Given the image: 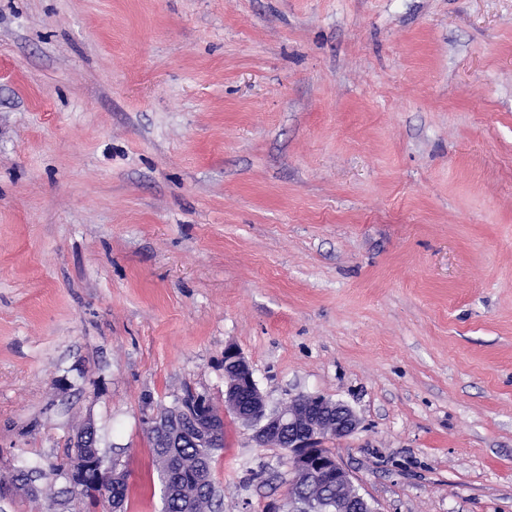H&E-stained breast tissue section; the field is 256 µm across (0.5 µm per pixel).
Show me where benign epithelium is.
Masks as SVG:
<instances>
[{
	"label": "benign epithelium",
	"mask_w": 512,
	"mask_h": 512,
	"mask_svg": "<svg viewBox=\"0 0 512 512\" xmlns=\"http://www.w3.org/2000/svg\"><path fill=\"white\" fill-rule=\"evenodd\" d=\"M224 383V412L247 426L258 444L288 431L289 488L285 500L271 504L269 512H324L325 501L311 495L319 484L332 492L336 512H377L354 488L338 457L323 448L324 440L346 438L359 428L360 420L348 405L321 395L299 394L270 408L249 361L233 344L224 347ZM211 405V400L202 394L195 393L190 400L180 395L170 411L154 412L146 421L163 447L179 448L185 434L178 431V422L208 418ZM64 476L68 491L78 495L88 487H101L105 480L123 481L126 472L121 458L106 460L95 452L73 458Z\"/></svg>",
	"instance_id": "obj_1"
}]
</instances>
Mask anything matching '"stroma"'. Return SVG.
I'll use <instances>...</instances> for the list:
<instances>
[{"label":"stroma","mask_w":512,"mask_h":512,"mask_svg":"<svg viewBox=\"0 0 512 512\" xmlns=\"http://www.w3.org/2000/svg\"><path fill=\"white\" fill-rule=\"evenodd\" d=\"M229 343L378 512H512V0H0V460L89 422L161 512ZM284 460L225 415L222 512ZM184 393L191 395L192 390L186 389ZM186 395L177 396L170 411L164 413L153 412L146 418L150 428L156 433L158 440L162 443L161 448L155 447L154 438L147 427L148 437L152 445L153 460L157 469V477L161 485L174 475L180 477L182 489L177 490L178 484L174 485L170 495L162 496L161 512H184L182 511L184 498L194 495L191 509L194 512H215L219 507V490L215 485L212 475V464L215 461L216 453L224 448V428L221 437L211 443V448H195L189 444L182 448V441L185 434L179 432L178 421L207 419L210 416L211 400L206 395L193 393V398L187 400ZM146 423V422H145ZM146 423V424H147ZM169 448H180L172 451ZM199 465H202L208 482L197 486L189 481L188 476L195 473ZM187 477V480L185 478ZM182 491H184L183 497ZM175 493V496L172 494Z\"/></svg>","instance_id":"1"}]
</instances>
